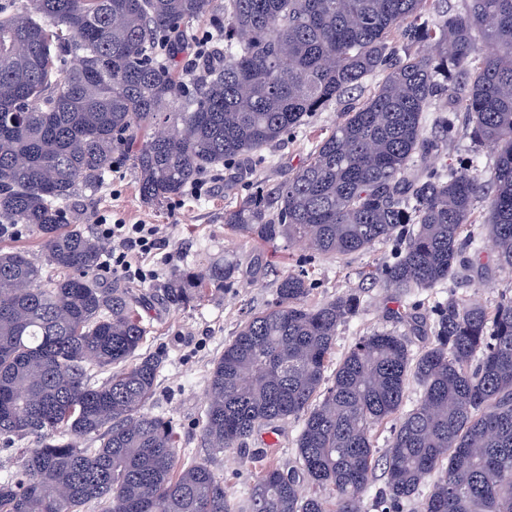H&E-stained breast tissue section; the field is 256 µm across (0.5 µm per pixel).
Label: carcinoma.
Segmentation results:
<instances>
[{"mask_svg":"<svg viewBox=\"0 0 512 512\" xmlns=\"http://www.w3.org/2000/svg\"><path fill=\"white\" fill-rule=\"evenodd\" d=\"M435 0H3L0 3V237L35 232L44 260L0 252V440L19 467L0 482V512H364L425 489L422 512H512V292L492 307L452 296L409 333L360 336L327 378L338 327L360 296L312 305L304 270L224 344L202 420L215 453L274 422L302 423L297 466L264 469L242 504L201 459L179 465L173 422L147 410L161 366L141 352L149 328L127 286L101 288L103 247L66 222L128 153L143 203L157 208L198 177L258 159L369 76L308 161L277 190L257 191L224 223L267 245L286 238L317 255L370 250L395 236L393 295L461 275L467 241L490 246L470 265L512 274V0H465L439 23ZM224 21L223 59L186 83L172 65L203 16ZM403 42H390L396 30ZM78 63L68 66V57ZM447 97V104L436 101ZM434 110L436 115L429 117ZM489 172L418 173L457 113ZM487 212L478 226V202ZM237 266L176 268L150 295L177 308L228 288ZM429 336L419 354L408 334ZM107 372L102 384L98 375ZM422 395L404 409L409 383ZM393 422L389 448L377 428ZM331 488L327 508L308 486Z\"/></svg>","mask_w":512,"mask_h":512,"instance_id":"cac0c4a2","label":"carcinoma"}]
</instances>
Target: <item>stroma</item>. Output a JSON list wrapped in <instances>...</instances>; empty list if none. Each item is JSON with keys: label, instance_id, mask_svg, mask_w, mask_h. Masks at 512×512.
I'll list each match as a JSON object with an SVG mask.
<instances>
[{"label": "stroma", "instance_id": "obj_1", "mask_svg": "<svg viewBox=\"0 0 512 512\" xmlns=\"http://www.w3.org/2000/svg\"><path fill=\"white\" fill-rule=\"evenodd\" d=\"M376 83L373 77L363 80L341 101L316 113L308 125L266 148L261 162L244 161L232 169L204 175L201 195L186 191L162 208L145 206L128 156L117 152L112 158L109 185L97 195L78 197L70 204V220L82 225L90 235L95 234L96 225L103 218L158 226L164 238L162 249L138 259L139 265L153 272L147 288L160 287L176 268H196L214 258L237 263L236 287L206 297L191 308L175 309L155 301L142 309L141 316L150 328L143 350L161 360L150 411L173 421L181 465L209 459L212 469L223 478L226 491L240 502L247 499L268 464L283 469L295 466L300 425L294 420L271 424L257 431L243 447L212 453L202 439L207 378L225 342L246 319L275 299L279 277L298 268L307 271L315 284L310 296L314 304L343 293L360 295L358 315L338 329L331 355L335 362L363 333L405 332L397 311L409 309L425 315L433 305L430 291L394 298L383 288L382 270L393 260L397 241L375 245L363 253L313 257L301 245L284 240L273 247L245 241L224 224L225 212L239 206L255 189L272 192L289 172L302 166L320 137L335 127L345 108L363 102ZM510 287L512 280L497 273L486 282L475 278L450 282L440 294L465 296L490 306Z\"/></svg>", "mask_w": 512, "mask_h": 512}]
</instances>
